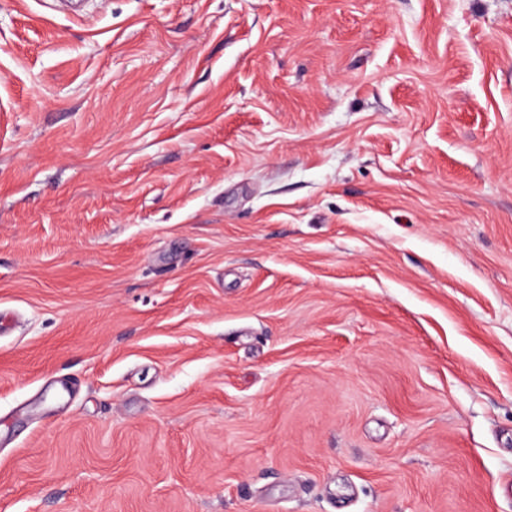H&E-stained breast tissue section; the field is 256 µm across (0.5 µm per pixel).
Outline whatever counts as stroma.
I'll use <instances>...</instances> for the list:
<instances>
[{
    "label": "stroma",
    "instance_id": "1",
    "mask_svg": "<svg viewBox=\"0 0 512 512\" xmlns=\"http://www.w3.org/2000/svg\"><path fill=\"white\" fill-rule=\"evenodd\" d=\"M0 512H512V0H0Z\"/></svg>",
    "mask_w": 512,
    "mask_h": 512
}]
</instances>
